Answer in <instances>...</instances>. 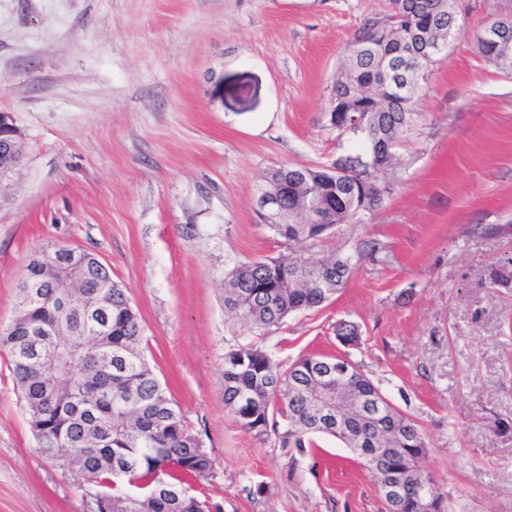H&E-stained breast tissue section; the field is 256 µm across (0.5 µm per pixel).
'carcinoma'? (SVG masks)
Here are the masks:
<instances>
[{
    "instance_id": "1",
    "label": "carcinoma",
    "mask_w": 512,
    "mask_h": 512,
    "mask_svg": "<svg viewBox=\"0 0 512 512\" xmlns=\"http://www.w3.org/2000/svg\"><path fill=\"white\" fill-rule=\"evenodd\" d=\"M435 0H401L392 22L365 24L357 38L378 44L379 54L356 57L333 85L336 107L368 112L386 141L397 142L412 119L408 98L360 97L379 84L383 55L413 42L427 25L424 18ZM487 61L512 69V54L476 37ZM381 169L332 177L320 167L285 165L265 179L279 183L292 223L273 230L289 241L315 245L340 224L363 211H375L390 194L386 173L394 156L381 153ZM320 202L330 224H307L304 201ZM36 254L29 263L46 281L60 269ZM365 255L310 254L303 260L261 259L243 262L225 276L224 302L256 328H269L289 315L321 306L345 287L343 276ZM87 308L71 310L55 288H39L26 307H15L11 322L0 327L5 351L20 389L31 431L42 455L59 453V464L78 471L96 487V512H220V506L193 493L191 483L209 473L214 461L188 430L180 409L160 383L142 346L144 328L124 288L110 271L94 270L80 289ZM112 356V375L100 378L90 368L89 352ZM320 355H308L281 369L264 351L246 347L224 359V407L242 428L262 437L273 432L284 447L305 448L319 434L336 436L312 413L309 391L329 388ZM348 381L359 394L376 386L354 367ZM286 421L280 433L270 415ZM410 428L405 447L413 456L427 443L419 427L399 410Z\"/></svg>"
}]
</instances>
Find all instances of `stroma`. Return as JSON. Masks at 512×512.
Returning <instances> with one entry per match:
<instances>
[{
	"instance_id": "stroma-1",
	"label": "stroma",
	"mask_w": 512,
	"mask_h": 512,
	"mask_svg": "<svg viewBox=\"0 0 512 512\" xmlns=\"http://www.w3.org/2000/svg\"><path fill=\"white\" fill-rule=\"evenodd\" d=\"M389 0H0V112L26 164L0 210V324L35 254L96 253L144 325L146 354L215 461L221 512H385L340 440L243 430L224 357L342 356L423 430L452 512H512V72L475 40L512 0H461L463 34L429 71L378 210L326 250L373 246L344 288L281 325L224 307L237 264L297 257L255 211L271 169L355 155L324 114L346 45ZM358 326V343L336 336ZM84 478L39 451L0 352V512H94Z\"/></svg>"
}]
</instances>
